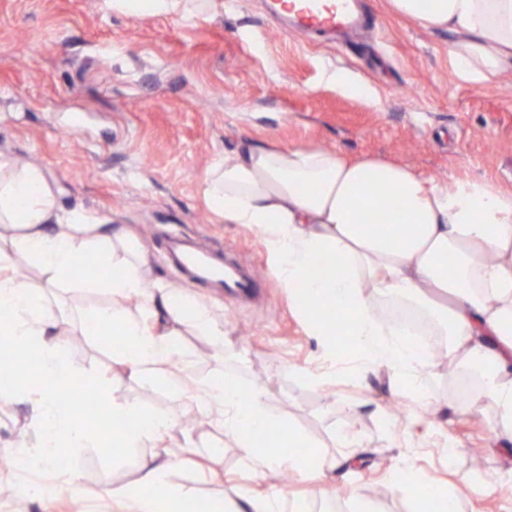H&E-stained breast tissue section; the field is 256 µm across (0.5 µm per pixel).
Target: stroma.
I'll return each mask as SVG.
<instances>
[{
  "label": "stroma",
  "mask_w": 512,
  "mask_h": 512,
  "mask_svg": "<svg viewBox=\"0 0 512 512\" xmlns=\"http://www.w3.org/2000/svg\"><path fill=\"white\" fill-rule=\"evenodd\" d=\"M371 29L349 41L300 38L264 0H224L215 18L120 16L105 0H0V156L42 168L66 211L81 209L133 230L154 273L188 289L169 255L174 234L251 266L262 287L248 303L210 287L192 290L224 331L221 349L183 327L180 375L215 374L261 385L275 415L303 434L305 473L242 468L233 440L164 387L132 379L112 352L79 330L85 310L111 304L96 288H53L50 312L67 322L64 346L82 370L108 366L123 400L174 416L170 481L196 505L218 496L275 494L284 512H418L390 469L412 460L418 478L439 483L461 512H512V440L498 435L492 405L470 410L479 380L436 356L425 369L428 402L389 371L336 365L286 289L270 273L252 228L228 224L203 197L208 169L241 142L315 146L381 157L450 184L486 182L512 190V73L489 81L458 74L447 34L391 16L386 0H366ZM343 69L373 98L328 83ZM355 433L360 448L334 441ZM200 453L188 455L184 434ZM223 449L216 459L203 455ZM454 460H447L446 446ZM151 444L95 448L73 459L76 489L18 503L26 474L5 468L0 512H112L106 485L134 483Z\"/></svg>",
  "instance_id": "1"
}]
</instances>
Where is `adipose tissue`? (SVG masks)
<instances>
[{
	"instance_id": "adipose-tissue-1",
	"label": "adipose tissue",
	"mask_w": 512,
	"mask_h": 512,
	"mask_svg": "<svg viewBox=\"0 0 512 512\" xmlns=\"http://www.w3.org/2000/svg\"><path fill=\"white\" fill-rule=\"evenodd\" d=\"M389 10L421 29L451 37L448 53L458 71L488 80L512 72V0H387ZM222 0H108L120 15L218 12ZM203 194L228 224L253 227L265 242L270 270L302 310L316 308L311 324L326 357L336 354V326L344 324L361 371L388 369L405 388L416 386L428 358L400 329L383 331L375 312L381 295L421 304L441 335L451 364L480 380L470 407L492 403L502 435L512 438V191L478 182L454 185L426 179L379 157L351 158L335 150L244 143L211 167ZM30 259L43 287L19 278L18 257ZM94 260L86 287L107 291L113 304L85 311L81 331L102 347L120 338L118 356L131 377L163 384L171 398L193 393L199 412L232 438L252 469L286 465L302 470L296 454L301 435L282 424L291 453L260 447L274 424L262 387L248 389L217 374L194 384L170 375L179 327L192 322L197 335L218 336L210 312L192 296L151 275L145 250L126 230L112 228L82 210L59 208L45 173L27 166L0 179V405L24 404L34 441L14 444L19 465L48 471L57 489L75 488L71 465L78 453L111 441L116 448L153 443L134 484L104 488L115 512H191L190 495L169 480L164 452L176 424L115 394L106 369L78 371L61 339L63 324L48 313L44 288L74 287L73 267ZM335 265L330 277L311 275L317 260ZM138 299L142 312L128 316L117 303ZM36 362L33 377L15 378L14 356ZM66 379L95 389L112 414V433L80 424L57 398ZM397 488L421 497L433 512H457L441 486L419 485L413 464L395 468Z\"/></svg>"
}]
</instances>
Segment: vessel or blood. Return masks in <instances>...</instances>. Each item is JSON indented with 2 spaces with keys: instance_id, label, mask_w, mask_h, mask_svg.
<instances>
[{
  "instance_id": "obj_1",
  "label": "vessel or blood",
  "mask_w": 512,
  "mask_h": 512,
  "mask_svg": "<svg viewBox=\"0 0 512 512\" xmlns=\"http://www.w3.org/2000/svg\"><path fill=\"white\" fill-rule=\"evenodd\" d=\"M360 0H270L268 10L274 17L287 20L291 30L299 35L312 33L355 34L363 30L364 21L359 11ZM177 259L187 274L191 285L209 282L213 275H220L219 285L239 301L247 302L258 294L259 280L250 268L224 264L215 269L214 252L194 246L179 250Z\"/></svg>"
}]
</instances>
